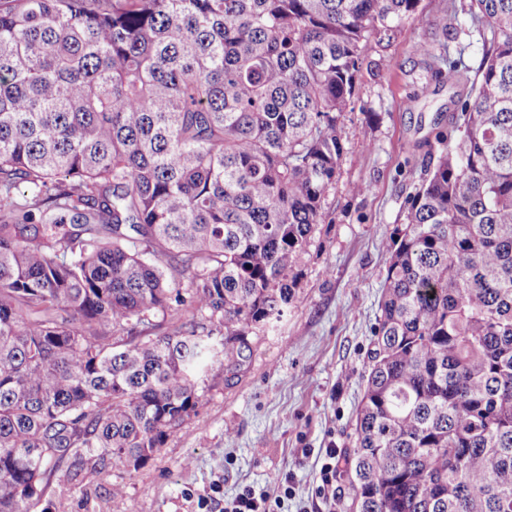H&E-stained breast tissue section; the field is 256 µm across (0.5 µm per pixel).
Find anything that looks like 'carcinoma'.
Here are the masks:
<instances>
[{
  "mask_svg": "<svg viewBox=\"0 0 512 512\" xmlns=\"http://www.w3.org/2000/svg\"><path fill=\"white\" fill-rule=\"evenodd\" d=\"M418 2L0 0V512L144 467L283 317ZM467 2L411 48L483 62L388 249L346 512H512V0Z\"/></svg>",
  "mask_w": 512,
  "mask_h": 512,
  "instance_id": "cac0c4a2",
  "label": "carcinoma"
}]
</instances>
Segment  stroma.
Masks as SVG:
<instances>
[{"mask_svg":"<svg viewBox=\"0 0 512 512\" xmlns=\"http://www.w3.org/2000/svg\"><path fill=\"white\" fill-rule=\"evenodd\" d=\"M435 37L404 24L392 39L369 41L353 102L342 120L344 153L299 267L285 315L251 337L234 372L209 371L197 413L170 433L148 464L113 468L103 478L47 494L30 512H221L251 488L278 495L277 512H344L349 489L322 488L326 449L347 457L362 397L372 330L385 277L386 246L405 222L406 200L424 175L427 144L459 112L476 81L482 47L462 55L467 83L417 64L410 48ZM371 184L358 195L354 184Z\"/></svg>","mask_w":512,"mask_h":512,"instance_id":"35a3bbf8","label":"stroma"}]
</instances>
